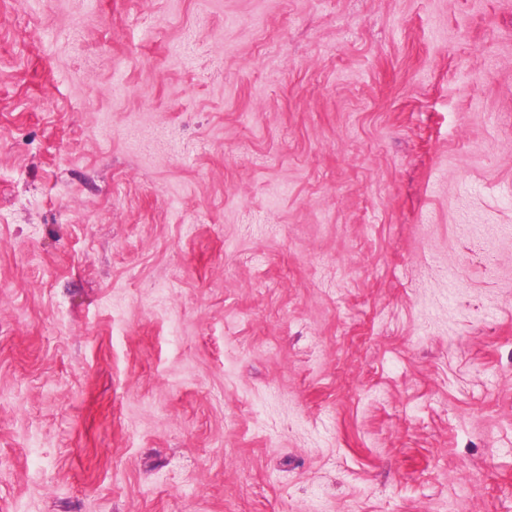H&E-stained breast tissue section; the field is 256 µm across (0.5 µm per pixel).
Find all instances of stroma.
Returning a JSON list of instances; mask_svg holds the SVG:
<instances>
[{
  "mask_svg": "<svg viewBox=\"0 0 512 512\" xmlns=\"http://www.w3.org/2000/svg\"><path fill=\"white\" fill-rule=\"evenodd\" d=\"M0 512H512V0H0Z\"/></svg>",
  "mask_w": 512,
  "mask_h": 512,
  "instance_id": "obj_1",
  "label": "stroma"
}]
</instances>
